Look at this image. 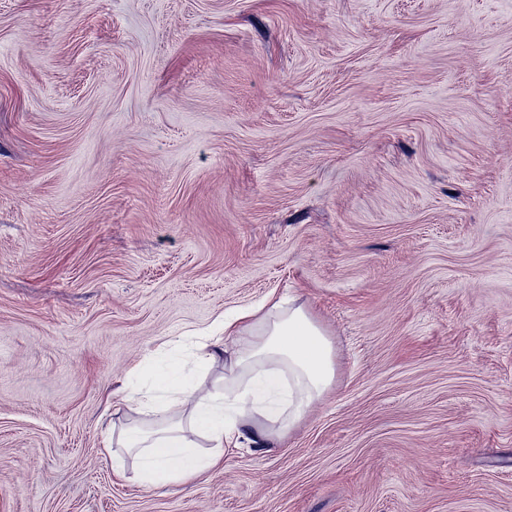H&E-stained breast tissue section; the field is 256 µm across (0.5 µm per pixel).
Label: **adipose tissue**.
<instances>
[{
  "mask_svg": "<svg viewBox=\"0 0 512 512\" xmlns=\"http://www.w3.org/2000/svg\"><path fill=\"white\" fill-rule=\"evenodd\" d=\"M198 365L224 367L223 387L200 394L178 364L146 370V390L120 389L123 403L146 416L124 428L119 444L136 461L140 484H185L215 467L226 443L264 448L294 428L328 392L335 350L298 298H270L224 318L194 346ZM212 445L200 453L192 435Z\"/></svg>",
  "mask_w": 512,
  "mask_h": 512,
  "instance_id": "ef3b65f1",
  "label": "adipose tissue"
}]
</instances>
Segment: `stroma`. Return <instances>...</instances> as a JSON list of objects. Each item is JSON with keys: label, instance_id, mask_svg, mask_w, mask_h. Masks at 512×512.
I'll use <instances>...</instances> for the list:
<instances>
[{"label": "stroma", "instance_id": "obj_1", "mask_svg": "<svg viewBox=\"0 0 512 512\" xmlns=\"http://www.w3.org/2000/svg\"><path fill=\"white\" fill-rule=\"evenodd\" d=\"M272 294L331 389L144 490L116 390ZM0 512H512V0H0Z\"/></svg>", "mask_w": 512, "mask_h": 512}]
</instances>
